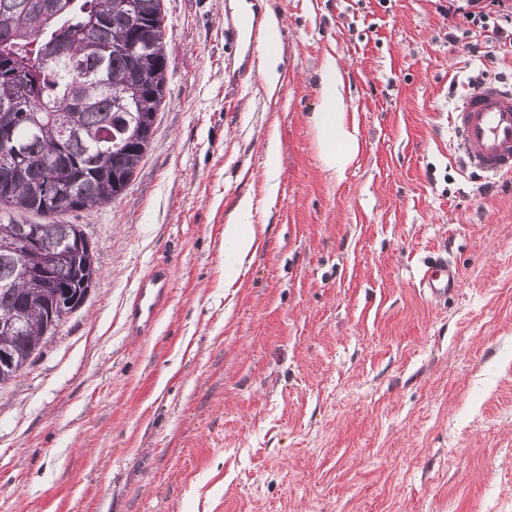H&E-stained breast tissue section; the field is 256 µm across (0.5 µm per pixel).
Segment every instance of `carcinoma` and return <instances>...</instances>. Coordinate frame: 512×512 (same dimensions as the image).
<instances>
[{
	"instance_id": "carcinoma-1",
	"label": "carcinoma",
	"mask_w": 512,
	"mask_h": 512,
	"mask_svg": "<svg viewBox=\"0 0 512 512\" xmlns=\"http://www.w3.org/2000/svg\"><path fill=\"white\" fill-rule=\"evenodd\" d=\"M162 0H0V107L15 105L14 140L0 146V315L26 304L10 338L24 370L35 337L80 309L98 280L95 250L82 249L55 278L70 290L49 311L39 288L17 287L18 268L37 267L43 252L77 242L60 216L119 197L150 139L143 119L160 111L169 65ZM38 215L41 250L18 253Z\"/></svg>"
}]
</instances>
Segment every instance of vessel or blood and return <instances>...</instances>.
Segmentation results:
<instances>
[{"label": "vessel or blood", "mask_w": 512, "mask_h": 512, "mask_svg": "<svg viewBox=\"0 0 512 512\" xmlns=\"http://www.w3.org/2000/svg\"><path fill=\"white\" fill-rule=\"evenodd\" d=\"M456 150L465 165L490 177H512V86L483 83L469 91L452 112ZM458 271L447 257L429 262L420 274V286L435 298L451 293ZM172 282L167 265H154L137 286L127 316L132 335L149 334L164 307Z\"/></svg>", "instance_id": "obj_1"}]
</instances>
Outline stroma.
<instances>
[{"label": "stroma", "mask_w": 512, "mask_h": 512, "mask_svg": "<svg viewBox=\"0 0 512 512\" xmlns=\"http://www.w3.org/2000/svg\"><path fill=\"white\" fill-rule=\"evenodd\" d=\"M162 0L166 105L112 203L69 214L101 277L0 387V512H512V178L450 150L468 78L512 80L491 31L448 42V0ZM339 62L356 159L325 169L310 116ZM280 146L275 195L269 140ZM253 202L254 252L224 277ZM460 271L419 286L440 253ZM173 272L152 335L125 316ZM280 43L279 27L276 19L268 17L266 19V34L263 49V58L265 66V79L270 87H275L279 72L280 54L277 49ZM267 46V47H266ZM280 177V155L274 144H269L266 151V190L269 195L277 192ZM238 224L224 227V277L234 278L251 252L255 241V226L252 221V202L244 199L239 204ZM457 281V268L444 256L429 262L419 280L421 288L435 298H446L456 288Z\"/></svg>", "instance_id": "stroma-1"}]
</instances>
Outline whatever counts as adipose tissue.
Listing matches in <instances>:
<instances>
[{
  "mask_svg": "<svg viewBox=\"0 0 512 512\" xmlns=\"http://www.w3.org/2000/svg\"><path fill=\"white\" fill-rule=\"evenodd\" d=\"M344 80L334 56H326L320 69L322 104L310 118L320 159L327 170L338 173L358 154L359 130L348 123L343 98ZM252 202L239 204V221L224 227V276L236 277L255 241Z\"/></svg>",
  "mask_w": 512,
  "mask_h": 512,
  "instance_id": "1",
  "label": "adipose tissue"
}]
</instances>
